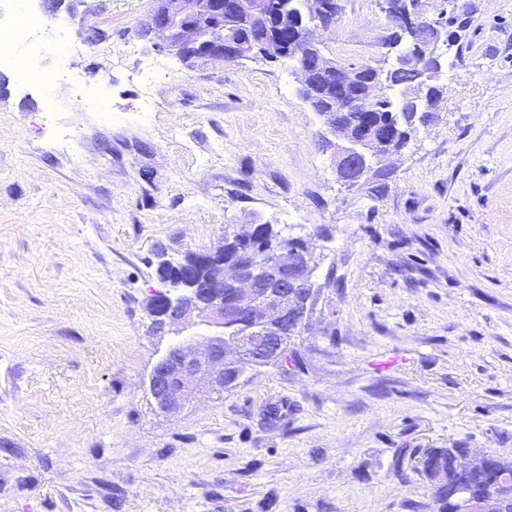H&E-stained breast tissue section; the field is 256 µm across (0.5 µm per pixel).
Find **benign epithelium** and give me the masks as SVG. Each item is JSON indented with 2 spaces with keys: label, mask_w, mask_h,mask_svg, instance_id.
Here are the masks:
<instances>
[{
  "label": "benign epithelium",
  "mask_w": 512,
  "mask_h": 512,
  "mask_svg": "<svg viewBox=\"0 0 512 512\" xmlns=\"http://www.w3.org/2000/svg\"><path fill=\"white\" fill-rule=\"evenodd\" d=\"M339 0H158V6L145 24L153 45L159 51L182 61L222 59L240 63L258 58L279 61L288 58L300 75V93L307 102L322 97L318 115L327 132L336 139V172L348 185L356 184L370 167L371 159L398 152L402 146L389 128L380 129L357 116L380 98L381 71L372 64L344 67L327 58L319 29L324 19H334ZM381 11L399 33L390 43L398 68H426L430 80L439 82L442 72L439 48L448 43V23L444 14L434 18L411 0H382ZM258 16L266 21L270 37L255 45L235 35L232 24L240 17ZM288 26L291 38L283 42L278 31ZM428 27L433 36L424 43L416 40L417 30ZM310 55L316 63L303 60ZM336 74V92L322 94L320 76ZM240 238L225 234V241L208 248L196 259L160 257L159 270L172 271L167 278L177 295H164L161 311L152 314L155 324L172 322L180 331L190 327L187 316L198 311L205 315L214 332L202 345L179 343L168 348L151 370L149 383L160 394L156 407L170 413L202 389H212L224 380L227 366H254L272 353L281 351L288 335V318L310 324L308 306L296 309L292 293L313 283L317 263L309 244L299 240L291 250L282 243H270L235 273L213 284L231 288V305L249 320L250 326L224 333V295L199 287L205 266H224V242ZM459 512H491L492 499H475L463 489H455Z\"/></svg>",
  "instance_id": "7a95c632"
}]
</instances>
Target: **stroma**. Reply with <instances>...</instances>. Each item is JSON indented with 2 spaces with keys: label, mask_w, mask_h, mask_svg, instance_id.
Returning a JSON list of instances; mask_svg holds the SVG:
<instances>
[{
  "label": "stroma",
  "mask_w": 512,
  "mask_h": 512,
  "mask_svg": "<svg viewBox=\"0 0 512 512\" xmlns=\"http://www.w3.org/2000/svg\"><path fill=\"white\" fill-rule=\"evenodd\" d=\"M433 123L356 185L289 62H183L155 0H63L0 67V512H431L426 448L512 460V0H466ZM380 0L327 57L389 68ZM74 45L60 57L59 41ZM308 235L297 363L160 413L157 252Z\"/></svg>",
  "instance_id": "stroma-1"
}]
</instances>
